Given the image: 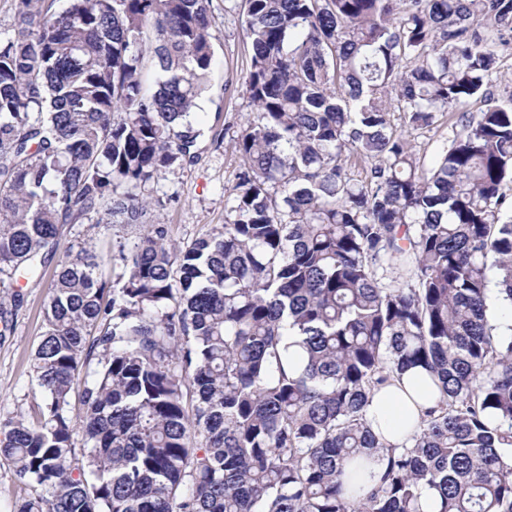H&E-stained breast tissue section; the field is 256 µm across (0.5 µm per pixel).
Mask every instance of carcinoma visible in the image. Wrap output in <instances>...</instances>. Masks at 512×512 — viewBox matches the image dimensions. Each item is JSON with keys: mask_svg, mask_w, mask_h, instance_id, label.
I'll return each mask as SVG.
<instances>
[{"mask_svg": "<svg viewBox=\"0 0 512 512\" xmlns=\"http://www.w3.org/2000/svg\"><path fill=\"white\" fill-rule=\"evenodd\" d=\"M14 2L0 285L57 267L40 402L0 420L34 491L17 512H425L426 489L436 512H512V325L488 319L493 292L512 318V92L492 90L512 0H241L243 168L187 247L144 191L201 134L211 0ZM393 99L413 129L463 109L430 165ZM93 217L143 233L62 250ZM409 367L438 402L384 451L365 408Z\"/></svg>", "mask_w": 512, "mask_h": 512, "instance_id": "obj_1", "label": "carcinoma"}]
</instances>
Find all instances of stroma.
Wrapping results in <instances>:
<instances>
[{
    "mask_svg": "<svg viewBox=\"0 0 512 512\" xmlns=\"http://www.w3.org/2000/svg\"><path fill=\"white\" fill-rule=\"evenodd\" d=\"M238 2L212 0L216 40L209 87L201 108L204 134L182 169L152 188L154 197L165 204L160 216L168 224L173 240L185 245L223 223L228 191L241 169L233 139L253 108L245 93L250 43ZM458 118V113L442 112L431 130L410 132V139L425 161H432L447 145ZM139 234L135 225L87 221L67 225L63 243L87 246L103 237L130 243ZM54 274V266H47L40 284H23L16 291L21 302L14 310L13 329L0 337V418L16 411L30 412L40 400L32 386V359L45 330L46 285Z\"/></svg>",
    "mask_w": 512,
    "mask_h": 512,
    "instance_id": "1",
    "label": "stroma"
}]
</instances>
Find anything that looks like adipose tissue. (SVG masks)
<instances>
[{
    "instance_id": "adipose-tissue-1",
    "label": "adipose tissue",
    "mask_w": 512,
    "mask_h": 512,
    "mask_svg": "<svg viewBox=\"0 0 512 512\" xmlns=\"http://www.w3.org/2000/svg\"><path fill=\"white\" fill-rule=\"evenodd\" d=\"M435 403L429 376L413 368L374 394L366 418L381 442L399 447L417 431L425 412Z\"/></svg>"
}]
</instances>
